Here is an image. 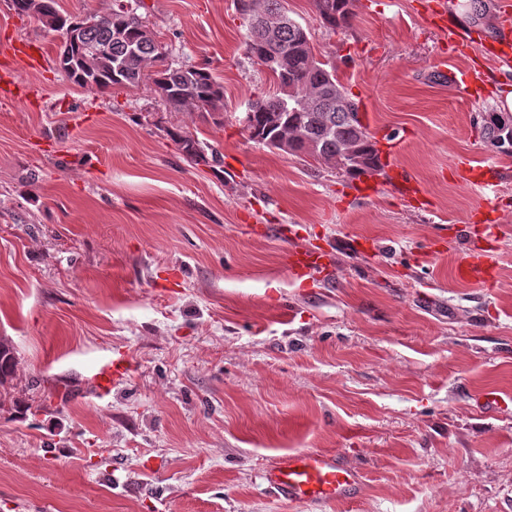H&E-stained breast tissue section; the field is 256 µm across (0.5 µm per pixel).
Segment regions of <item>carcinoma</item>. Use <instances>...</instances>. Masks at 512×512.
Returning a JSON list of instances; mask_svg holds the SVG:
<instances>
[{"mask_svg":"<svg viewBox=\"0 0 512 512\" xmlns=\"http://www.w3.org/2000/svg\"><path fill=\"white\" fill-rule=\"evenodd\" d=\"M323 23L331 30L351 24V0H314ZM246 36L247 53L277 80L279 92L249 106L245 122L250 138L269 148L288 146V154L309 157L349 176L380 167L375 143L359 116V102L340 83L335 69L314 57L309 32L290 21L273 40L267 27L283 14L281 0H238ZM35 15L43 27L62 34L70 16L61 13L57 0H37ZM103 47L101 58L87 62L85 48ZM59 66L74 84L88 90L111 86L136 87L150 80L174 109L194 108L219 112L224 90L206 67L165 65L146 72L149 62L162 60V52L151 30L125 0H113L112 12L94 17L81 44L61 40ZM485 142L498 153L512 157V120L504 122L497 113L483 117ZM184 159L194 165L214 167L224 162L221 153L191 134H176ZM12 349L0 344V385L13 374Z\"/></svg>","mask_w":512,"mask_h":512,"instance_id":"obj_1","label":"carcinoma"}]
</instances>
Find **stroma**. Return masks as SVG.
<instances>
[{
    "label": "stroma",
    "instance_id": "35a3bbf8",
    "mask_svg": "<svg viewBox=\"0 0 512 512\" xmlns=\"http://www.w3.org/2000/svg\"><path fill=\"white\" fill-rule=\"evenodd\" d=\"M429 0H353L349 28L283 0L400 146L378 184L251 141L243 118L273 95L243 43L237 0H142L166 62L205 64L219 116L176 110L153 83L89 91L57 67L60 39L0 0V50L29 107L0 96V340L15 374L0 403V512H497L512 492V157L482 116L512 86L483 46L499 8L453 53ZM489 71L478 97L456 78ZM443 74L440 82L430 73ZM224 156L183 160L174 133ZM498 176L494 288L461 280L462 228L484 204L459 164ZM421 185L396 194L395 174ZM331 243L306 280L295 245ZM132 372L96 390L101 364ZM495 391L504 407L486 410ZM338 453L356 501L291 503L262 480L297 451ZM333 248L310 244L288 250V267L300 276L314 279L315 275L329 272L334 263Z\"/></svg>",
    "mask_w": 512,
    "mask_h": 512
}]
</instances>
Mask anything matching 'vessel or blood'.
<instances>
[{"instance_id": "obj_1", "label": "vessel or blood", "mask_w": 512, "mask_h": 512, "mask_svg": "<svg viewBox=\"0 0 512 512\" xmlns=\"http://www.w3.org/2000/svg\"><path fill=\"white\" fill-rule=\"evenodd\" d=\"M332 247L309 245L288 251V266L301 276L315 277L329 272L334 263ZM461 279L492 287L496 267L487 252L472 250L457 267ZM129 370L126 359L109 361L99 369L94 383L105 391ZM268 488L279 497L295 503L342 501L353 498L360 485L358 472L345 466L335 455L301 451L279 458L265 470Z\"/></svg>"}]
</instances>
